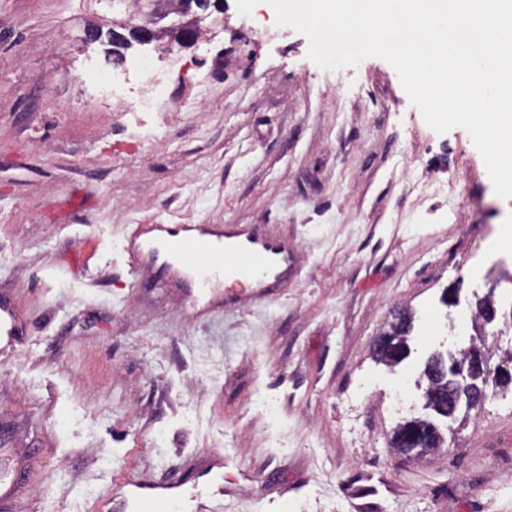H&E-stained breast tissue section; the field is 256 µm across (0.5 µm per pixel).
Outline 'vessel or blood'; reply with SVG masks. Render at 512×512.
Instances as JSON below:
<instances>
[{
  "label": "vessel or blood",
  "instance_id": "obj_1",
  "mask_svg": "<svg viewBox=\"0 0 512 512\" xmlns=\"http://www.w3.org/2000/svg\"><path fill=\"white\" fill-rule=\"evenodd\" d=\"M125 251L131 264L143 259L200 257L182 271L191 288H208L218 278H232L240 287L274 288L288 276L293 255L280 240L248 224L141 225L128 237ZM17 315L10 296L0 297V348L19 341ZM19 483L9 470L0 471V512H18Z\"/></svg>",
  "mask_w": 512,
  "mask_h": 512
}]
</instances>
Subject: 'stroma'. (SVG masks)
<instances>
[{
  "label": "stroma",
  "instance_id": "obj_1",
  "mask_svg": "<svg viewBox=\"0 0 512 512\" xmlns=\"http://www.w3.org/2000/svg\"><path fill=\"white\" fill-rule=\"evenodd\" d=\"M132 15L157 37L121 52L153 56L158 112L87 77ZM308 45L236 0H0V293L25 328L0 356V426L31 512H94L127 480L184 512H512V389L451 421L423 374L478 340L491 364L512 352L511 324L469 317L489 292L512 310V200L389 62L327 71ZM188 223L256 225L297 268L195 302L130 266L134 225ZM405 308L409 356L376 363ZM415 418L444 439L418 459L391 445Z\"/></svg>",
  "mask_w": 512,
  "mask_h": 512
}]
</instances>
